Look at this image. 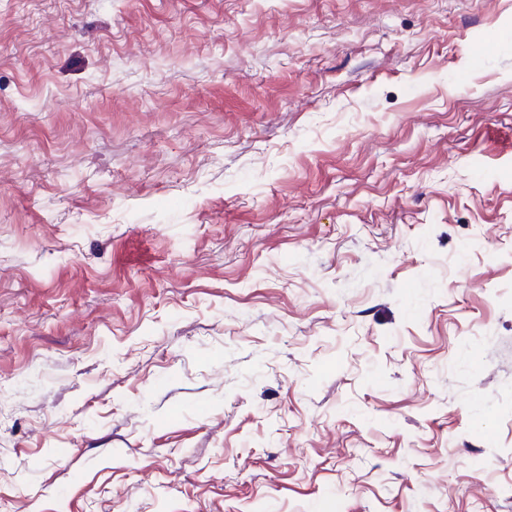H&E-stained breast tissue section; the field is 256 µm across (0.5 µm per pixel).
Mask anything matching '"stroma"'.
<instances>
[{
    "mask_svg": "<svg viewBox=\"0 0 512 512\" xmlns=\"http://www.w3.org/2000/svg\"><path fill=\"white\" fill-rule=\"evenodd\" d=\"M0 512H512V0H0Z\"/></svg>",
    "mask_w": 512,
    "mask_h": 512,
    "instance_id": "stroma-1",
    "label": "stroma"
}]
</instances>
